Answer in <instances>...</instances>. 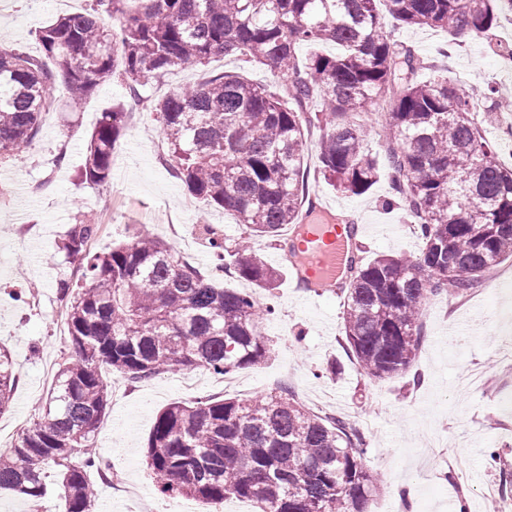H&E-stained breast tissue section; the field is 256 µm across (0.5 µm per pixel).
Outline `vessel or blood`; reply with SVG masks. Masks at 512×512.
Returning <instances> with one entry per match:
<instances>
[{
  "label": "vessel or blood",
  "instance_id": "1",
  "mask_svg": "<svg viewBox=\"0 0 512 512\" xmlns=\"http://www.w3.org/2000/svg\"><path fill=\"white\" fill-rule=\"evenodd\" d=\"M291 241L299 253L290 270L294 287L311 296L338 292L352 251V242L342 230L330 224L304 223L295 226Z\"/></svg>",
  "mask_w": 512,
  "mask_h": 512
}]
</instances>
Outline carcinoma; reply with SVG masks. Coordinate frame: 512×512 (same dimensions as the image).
Returning <instances> with one entry per match:
<instances>
[{
    "instance_id": "obj_1",
    "label": "carcinoma",
    "mask_w": 512,
    "mask_h": 512,
    "mask_svg": "<svg viewBox=\"0 0 512 512\" xmlns=\"http://www.w3.org/2000/svg\"><path fill=\"white\" fill-rule=\"evenodd\" d=\"M404 26L435 27L448 41L489 34L505 0H89L79 13L41 24L40 51L0 44V161L15 160L40 133L57 95L78 109L99 86L118 82L132 99L152 78L202 70L235 55L287 82L283 96L241 75L209 72L152 106L168 147L170 174L207 206H218L252 237L278 241L297 223L307 193L305 131L320 130L318 174L360 195L380 176L371 130L354 115L387 100L382 126L391 147L389 204L418 217V254L381 255L350 265L344 283L343 339L358 367L377 379L406 373L423 341L428 296H461L512 257V161L479 127L474 102L497 111L498 94H475L446 75L416 79L415 50L393 39L379 13ZM334 44L340 52L299 49ZM294 102L288 107L284 99ZM117 104L88 139L80 179L109 182L125 126ZM100 224L84 216L59 248L80 260L79 277L60 282L70 355L41 401L43 414L10 448H0V491L36 503L47 474L66 512H91L88 474L107 466L93 438L108 406L107 375L132 383L204 368L216 375L258 366L270 354L262 324L275 311L280 271L245 245L228 247L206 228L213 266L202 269L158 237L136 236L92 252ZM254 286L226 288V267ZM18 379L0 347V414ZM365 436L343 418L314 412L291 387L261 398L200 397L157 415L146 464L166 496L206 503L246 498L257 512H367L384 477L363 462ZM504 494L512 472L499 452L487 458Z\"/></svg>"
}]
</instances>
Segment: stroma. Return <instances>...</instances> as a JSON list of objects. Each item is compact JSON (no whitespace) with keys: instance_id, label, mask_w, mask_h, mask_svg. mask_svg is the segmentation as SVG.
I'll return each mask as SVG.
<instances>
[{"instance_id":"stroma-1","label":"stroma","mask_w":512,"mask_h":512,"mask_svg":"<svg viewBox=\"0 0 512 512\" xmlns=\"http://www.w3.org/2000/svg\"><path fill=\"white\" fill-rule=\"evenodd\" d=\"M66 12L62 0H0V35L37 51L33 27ZM386 25L396 39L415 48L419 78L444 73L463 87L489 85L499 89L501 98L512 97V71L496 53L498 45L512 46L511 20L501 19L489 35H468L447 56L440 53L448 44L444 31L399 27L391 19ZM203 77L200 71H179L150 79L137 100L128 98L120 84H106L77 111L61 104L45 114L25 161L0 163V191L10 194L0 200V346L11 351L18 376L11 409L0 415V434H12L17 420L37 418L38 401L71 350L64 325L55 319L56 308L64 304L58 283L79 264L57 247L69 225L83 213L111 209L112 224L95 241L98 251L141 234L168 238L158 218L177 209L189 193L164 162L168 149L152 106L172 87ZM119 100L127 122L108 184L93 188L77 182L91 131L101 112ZM60 153L66 159L58 165L54 159ZM306 162L313 206L328 210L322 223L346 216L363 225L357 243L364 258L418 253L420 241L407 226L406 212L385 203L389 174H382L366 194L347 195L319 177L315 155ZM181 220L190 260L206 268L212 256L204 225L220 229L228 246L247 233L223 209L201 203ZM254 247L282 276L273 294L277 312L263 326L271 342L269 358L237 373L252 383V396H265L272 382L279 381L291 385L306 405L312 398L328 397L334 414L365 435L366 465L386 476L385 489L369 503L374 512L400 507L405 494L414 512H448L450 502L461 498L468 512H494L484 490L499 485L500 478L486 465L487 451L504 449L512 466V427L505 416L512 406V378L504 371L512 348V288L488 280L464 297L429 298L421 313L425 339L412 367L400 377L378 380L362 373L344 349L342 298L327 293L309 300L292 288L285 243L258 239ZM30 286L32 296L22 302L12 299V292ZM227 395L208 379L187 392L165 375L111 389L94 446L110 463L113 476L145 494L151 512H170L174 499L158 492L145 464L156 415L175 401Z\"/></svg>"}]
</instances>
